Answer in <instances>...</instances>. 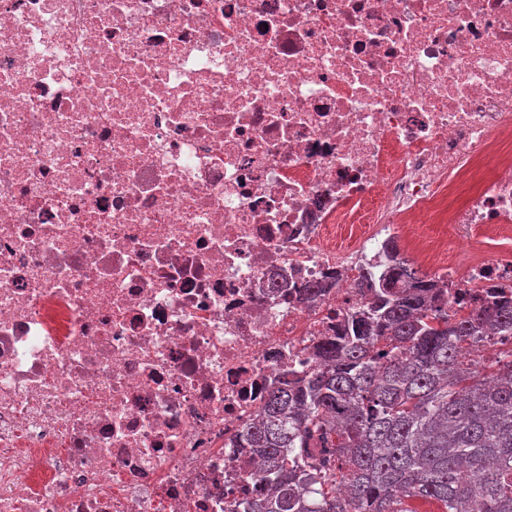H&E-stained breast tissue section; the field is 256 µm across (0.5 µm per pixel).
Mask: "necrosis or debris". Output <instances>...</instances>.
Segmentation results:
<instances>
[{"mask_svg":"<svg viewBox=\"0 0 512 512\" xmlns=\"http://www.w3.org/2000/svg\"><path fill=\"white\" fill-rule=\"evenodd\" d=\"M424 218L512 287V0H0V512H236Z\"/></svg>","mask_w":512,"mask_h":512,"instance_id":"obj_1","label":"necrosis or debris"}]
</instances>
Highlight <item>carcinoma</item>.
Returning <instances> with one entry per match:
<instances>
[{
    "mask_svg": "<svg viewBox=\"0 0 512 512\" xmlns=\"http://www.w3.org/2000/svg\"><path fill=\"white\" fill-rule=\"evenodd\" d=\"M363 286L369 313L245 426L241 447L272 491L237 512H512V353L463 359L478 338L512 336V296L451 313L405 259Z\"/></svg>",
    "mask_w": 512,
    "mask_h": 512,
    "instance_id": "obj_1",
    "label": "carcinoma"
}]
</instances>
